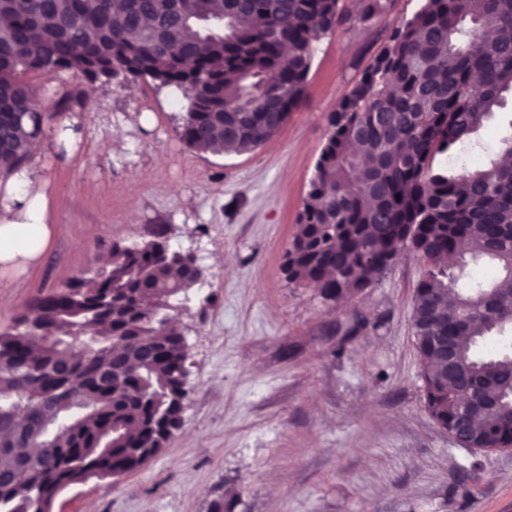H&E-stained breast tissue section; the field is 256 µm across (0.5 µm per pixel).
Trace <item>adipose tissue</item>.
Here are the masks:
<instances>
[{"label":"adipose tissue","instance_id":"obj_1","mask_svg":"<svg viewBox=\"0 0 512 512\" xmlns=\"http://www.w3.org/2000/svg\"><path fill=\"white\" fill-rule=\"evenodd\" d=\"M31 184L29 173H22L0 180V268L11 270L27 268L33 265L44 251L50 235L51 228L46 224L48 207H62V199L48 201L45 194L28 196L27 189ZM24 204L27 215L35 220L34 233L37 246L24 251L17 250L14 239L21 226L18 221L17 204Z\"/></svg>","mask_w":512,"mask_h":512}]
</instances>
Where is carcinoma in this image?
Listing matches in <instances>:
<instances>
[{"mask_svg":"<svg viewBox=\"0 0 512 512\" xmlns=\"http://www.w3.org/2000/svg\"><path fill=\"white\" fill-rule=\"evenodd\" d=\"M343 2L0 0V175L30 163L46 112L84 107L72 90L41 105L30 74L150 79L187 100L188 147L256 150L304 103L317 42L395 0ZM510 94L512 0H422L329 114L286 253L288 280L333 303L378 283L402 252L419 256L412 328L426 408L487 451L512 448V134L478 167L436 161ZM482 261L491 280L465 274ZM198 265L157 224L0 330V512H51L69 486L163 450L187 395L186 346L165 318L192 301ZM47 424L49 446L29 444Z\"/></svg>","mask_w":512,"mask_h":512,"instance_id":"cac0c4a2","label":"carcinoma"}]
</instances>
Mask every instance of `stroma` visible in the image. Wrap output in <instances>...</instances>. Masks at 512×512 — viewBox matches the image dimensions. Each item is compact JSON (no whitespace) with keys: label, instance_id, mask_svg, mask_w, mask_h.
I'll return each instance as SVG.
<instances>
[{"label":"stroma","instance_id":"obj_1","mask_svg":"<svg viewBox=\"0 0 512 512\" xmlns=\"http://www.w3.org/2000/svg\"><path fill=\"white\" fill-rule=\"evenodd\" d=\"M420 5L396 0L322 38L305 103L244 154L188 147L186 100L154 82L32 77L47 104L85 86L86 107L65 154L45 151L38 164L43 191L67 204L48 213L38 262L0 274V329L156 224L207 272L179 316L191 363L180 430L137 471L70 486L53 512H212L220 500L232 512H512V451L458 447L425 407L412 338L422 263L402 255L336 305L283 269L329 113ZM511 133L510 104L470 156L485 159Z\"/></svg>","mask_w":512,"mask_h":512}]
</instances>
